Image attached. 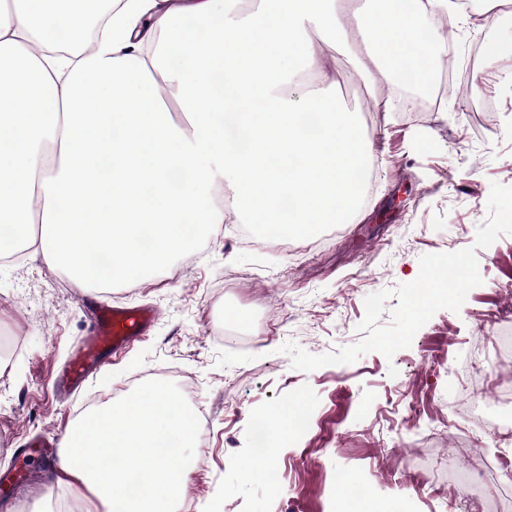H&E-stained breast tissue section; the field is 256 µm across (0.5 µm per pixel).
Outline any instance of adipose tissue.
Returning <instances> with one entry per match:
<instances>
[{
    "label": "adipose tissue",
    "instance_id": "adipose-tissue-1",
    "mask_svg": "<svg viewBox=\"0 0 512 512\" xmlns=\"http://www.w3.org/2000/svg\"><path fill=\"white\" fill-rule=\"evenodd\" d=\"M405 4L0 0V224L91 288L188 253L224 221L207 192L223 180L230 208L268 233L347 223L373 141L320 90L326 52L353 36L382 81L425 83L447 42H419L412 17L448 0ZM51 26L94 35V53L32 55Z\"/></svg>",
    "mask_w": 512,
    "mask_h": 512
}]
</instances>
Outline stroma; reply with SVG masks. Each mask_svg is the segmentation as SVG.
Masks as SVG:
<instances>
[{"instance_id":"stroma-1","label":"stroma","mask_w":512,"mask_h":512,"mask_svg":"<svg viewBox=\"0 0 512 512\" xmlns=\"http://www.w3.org/2000/svg\"><path fill=\"white\" fill-rule=\"evenodd\" d=\"M471 2L470 23L448 15L440 26L452 81L481 88L448 90L437 108L379 111L390 87L366 83L365 49H336L324 90L351 83L350 108L375 140L373 180L349 223L288 252L245 249L236 230L213 228L193 254L109 288H78L31 250L0 263V328L20 345L0 363V471L91 401L131 393L130 374L174 367L192 380V409L206 412L183 476L185 512H342V474L368 486L360 512H466L438 489L448 463L482 467L501 442L487 423L454 416L449 397L477 350L489 381H512L497 368V335L477 332L512 299V11L488 15ZM455 252L469 276L447 279L414 316L420 272ZM86 295L157 315L119 360L63 394L57 369L86 332ZM292 400L309 431L276 437L269 459H257L253 417L276 423ZM39 463L43 480L0 495V512H54L65 498L86 507L84 489L57 488L48 449ZM267 463L279 489L260 475Z\"/></svg>"}]
</instances>
